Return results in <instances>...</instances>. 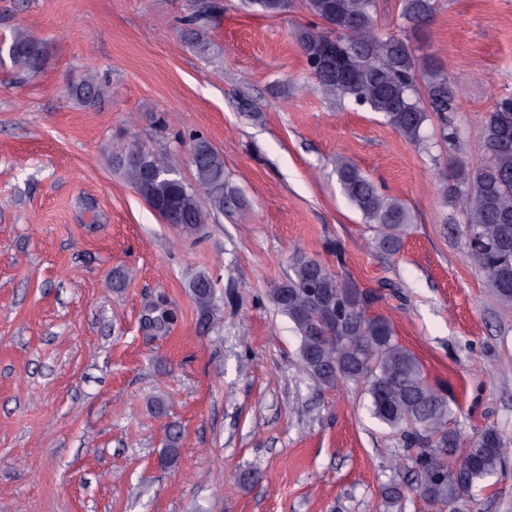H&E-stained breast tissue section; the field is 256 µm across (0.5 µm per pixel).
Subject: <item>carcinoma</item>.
<instances>
[{
    "mask_svg": "<svg viewBox=\"0 0 512 512\" xmlns=\"http://www.w3.org/2000/svg\"><path fill=\"white\" fill-rule=\"evenodd\" d=\"M320 24L302 26L295 38L305 56L313 88L321 95L380 114L404 139L428 143L427 128L438 122L448 140V113L456 111L448 77L416 54L404 37L379 29L373 12L375 0H304ZM246 11L277 16L288 0H241ZM436 0H402L403 28H421L434 14ZM214 12L202 0L187 19L188 34L207 51L203 25ZM49 57V45L23 28L0 42V63L9 59L22 75L40 72ZM69 93L85 107L116 93L95 74L69 84ZM483 162L471 167L452 160L440 174L439 191L459 208L464 233L496 250L467 247L468 263L482 271L498 302L512 308V96L498 100L483 118ZM192 179L182 176L171 162V142L163 139L143 149L141 161L127 145L112 156L140 197L167 224H207L212 215L243 207L242 194L224 176V154L203 137L190 138ZM336 181L348 203L373 231L377 248L400 252L411 224L404 203L380 194L372 181L346 157L334 163ZM316 284L326 301L315 303L307 288ZM202 320L216 324L215 283L201 274L190 284ZM269 297L293 325L303 371L326 389L343 384L362 388L372 417L399 434L405 447L415 451L414 464L442 471V476L416 487L419 497L437 512H468L475 489L494 478L507 459L502 452L508 438L496 427H485L461 439L456 429L452 400L438 397L441 387L431 382L419 360L396 339L390 320L365 311L366 293L340 280L322 261L305 255L293 259L288 277L271 285ZM335 322V335L344 337L338 348L321 340V330ZM179 436L168 432L160 452L162 462L174 467L179 458Z\"/></svg>",
    "mask_w": 512,
    "mask_h": 512,
    "instance_id": "cac0c4a2",
    "label": "carcinoma"
}]
</instances>
